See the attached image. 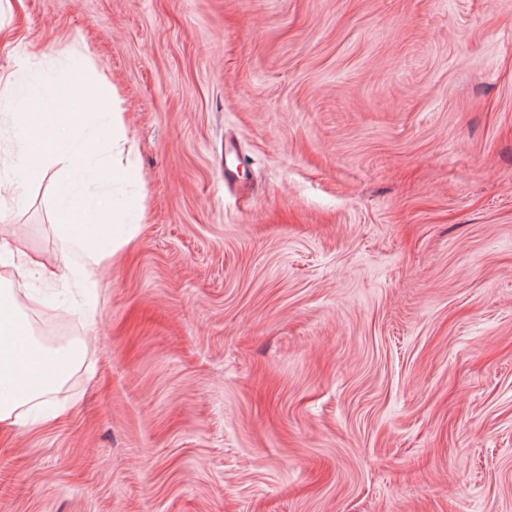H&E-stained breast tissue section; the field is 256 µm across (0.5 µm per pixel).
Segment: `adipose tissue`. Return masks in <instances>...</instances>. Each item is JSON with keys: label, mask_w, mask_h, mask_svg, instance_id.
<instances>
[{"label": "adipose tissue", "mask_w": 512, "mask_h": 512, "mask_svg": "<svg viewBox=\"0 0 512 512\" xmlns=\"http://www.w3.org/2000/svg\"><path fill=\"white\" fill-rule=\"evenodd\" d=\"M27 65V58L22 57L18 59L15 71L6 74L0 72V98H8L21 110L38 108L39 104L55 97V90L50 86L43 87L40 96L31 94L29 84L20 79ZM33 139L48 145L49 152L21 166L22 178L37 177L48 163L63 164L73 176L85 171L89 155L73 149V135L61 137L46 131L34 134L25 132L20 137V143L25 146ZM107 210L104 204L92 207L78 203L61 204L56 217L61 263L48 265L29 256L21 264V271L53 279L68 278L71 272L76 271L85 281L96 282L106 261L132 239L131 232L116 228L112 231L109 248L84 249L87 225L98 222ZM74 252L81 256V263L76 268L71 267L69 262ZM40 305V299L32 296L26 306H19L14 290L0 286V430L8 431L26 425L28 411L47 402L55 388L64 383L70 372L81 363L80 344L52 349L34 336L26 312Z\"/></svg>", "instance_id": "ef3b65f1"}]
</instances>
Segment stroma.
<instances>
[{
  "mask_svg": "<svg viewBox=\"0 0 512 512\" xmlns=\"http://www.w3.org/2000/svg\"><path fill=\"white\" fill-rule=\"evenodd\" d=\"M1 30L58 90L0 106L13 248L58 258L66 193L144 222L93 288L0 263L85 344L56 418L0 433V512H512V0H0ZM75 99L93 175L13 206L17 133ZM103 108L106 110L105 114L108 117V123L112 135H115L117 142L124 138V118L121 112L120 101L114 95L102 103Z\"/></svg>",
  "mask_w": 512,
  "mask_h": 512,
  "instance_id": "1",
  "label": "stroma"
}]
</instances>
